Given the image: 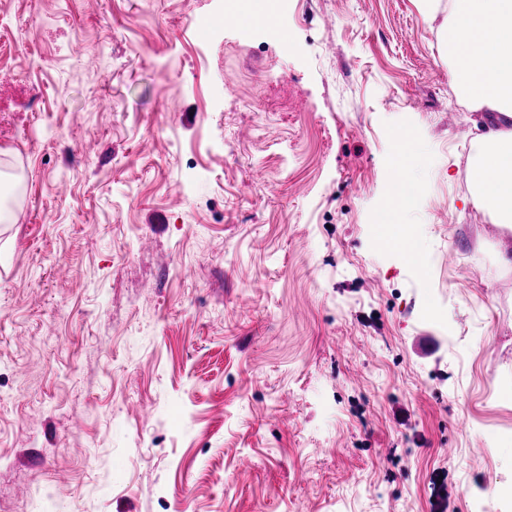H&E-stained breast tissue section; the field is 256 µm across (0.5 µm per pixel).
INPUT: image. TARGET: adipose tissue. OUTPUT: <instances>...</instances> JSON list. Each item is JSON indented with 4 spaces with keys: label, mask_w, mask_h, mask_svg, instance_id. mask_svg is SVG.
Instances as JSON below:
<instances>
[{
    "label": "adipose tissue",
    "mask_w": 512,
    "mask_h": 512,
    "mask_svg": "<svg viewBox=\"0 0 512 512\" xmlns=\"http://www.w3.org/2000/svg\"><path fill=\"white\" fill-rule=\"evenodd\" d=\"M437 38L448 54L458 102L491 115L472 141L471 199L512 230V0H452ZM415 164L412 140L396 138L394 182L375 226L380 242L409 265L422 259L414 234L400 222L416 201Z\"/></svg>",
    "instance_id": "ef3b65f1"
}]
</instances>
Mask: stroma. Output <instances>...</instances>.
I'll list each match as a JSON object with an SVG mask.
<instances>
[{
	"instance_id": "obj_1",
	"label": "stroma",
	"mask_w": 512,
	"mask_h": 512,
	"mask_svg": "<svg viewBox=\"0 0 512 512\" xmlns=\"http://www.w3.org/2000/svg\"><path fill=\"white\" fill-rule=\"evenodd\" d=\"M224 15L0 0V512H477L512 483V232L436 25ZM401 134L421 268L373 232Z\"/></svg>"
}]
</instances>
